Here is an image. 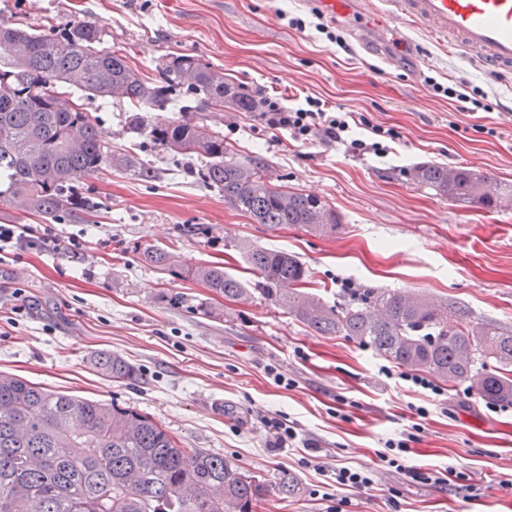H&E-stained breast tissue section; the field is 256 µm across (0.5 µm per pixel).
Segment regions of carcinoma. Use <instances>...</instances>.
<instances>
[{"label":"carcinoma","instance_id":"obj_1","mask_svg":"<svg viewBox=\"0 0 512 512\" xmlns=\"http://www.w3.org/2000/svg\"><path fill=\"white\" fill-rule=\"evenodd\" d=\"M103 30L90 23L23 29L0 20V201L22 200L49 224L61 217L87 221L97 208L79 184L104 167L148 182L157 171L138 149L113 151L95 118L71 88L87 98H121L125 123L156 150L195 159V181L217 189L229 207L271 230L292 224L314 234L336 231V211L319 198L284 190L269 177L270 160L242 155L192 116L145 123L142 112L167 108L177 93L196 97V112H257V95L224 81L198 55L171 53L149 76L101 47ZM413 184L451 201L493 209L512 195L484 173L443 164L403 171ZM257 277L254 291L320 336L358 340L379 355L424 371L448 385L467 382L489 402L512 401V330L467 307L423 293L361 288L330 305L308 291L311 274L298 256L236 243ZM145 260L171 268L170 254L149 247ZM186 277L229 300L251 289L221 266L197 265ZM97 373L132 382L137 368L119 354L95 351ZM268 492L263 479L201 448H183L138 411L79 399L0 373V512H255Z\"/></svg>","mask_w":512,"mask_h":512}]
</instances>
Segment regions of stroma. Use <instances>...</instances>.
<instances>
[{
    "label": "stroma",
    "mask_w": 512,
    "mask_h": 512,
    "mask_svg": "<svg viewBox=\"0 0 512 512\" xmlns=\"http://www.w3.org/2000/svg\"><path fill=\"white\" fill-rule=\"evenodd\" d=\"M302 18L305 30L289 26ZM34 29L93 22L104 48L154 73L170 53L196 54L227 82L281 97L326 101L339 112L391 130L387 157L349 155L343 147L303 145L271 130L254 112H210L209 125L241 154H262L274 184L313 194L336 210L335 234L314 236L287 224H255L225 205L217 189L195 183L180 158L156 152L154 181L106 168L81 188L99 220L55 225L80 240L73 255L46 244L0 253V371L39 386L148 415L185 448L224 456L261 477L268 489L257 512H326L315 490L326 469L375 467L383 442L419 425L411 466H452L481 477L480 502L440 492L378 469L370 494L350 493L351 512H512V410L489 411L484 400L460 401L447 388L443 406L418 419L428 399L401 379L379 374L383 357L342 336H318L259 295L229 302L179 276L189 265L222 264L245 281L250 271L233 245L249 242L297 253L325 301L341 294L338 279L360 288L407 289L448 299L512 329V212L468 207L417 187L401 170L425 163L477 169L512 185V75L494 74L414 23L409 36L423 58L419 71L391 40L370 30L349 39L345 23L317 20L305 0H0V19ZM324 31H317L316 22ZM466 82L488 94V112H460L435 84ZM106 145L135 141L125 107L88 99ZM154 246L172 254V268L146 263ZM24 299H16V289ZM122 355L141 371L131 383L103 379L95 351ZM295 382L278 387L266 366ZM297 423L322 448L321 468H303L296 450L269 448L263 416ZM298 491L281 497L283 476Z\"/></svg>",
    "instance_id": "stroma-1"
}]
</instances>
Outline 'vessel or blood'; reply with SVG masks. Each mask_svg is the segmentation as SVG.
<instances>
[{
    "mask_svg": "<svg viewBox=\"0 0 512 512\" xmlns=\"http://www.w3.org/2000/svg\"><path fill=\"white\" fill-rule=\"evenodd\" d=\"M315 3L323 14L346 20L351 28L368 23L382 26L409 60H417L418 55L405 30L419 19L435 38L475 52L490 71L512 73V0H385L383 11L375 0Z\"/></svg>",
    "mask_w": 512,
    "mask_h": 512,
    "instance_id": "vessel-or-blood-1",
    "label": "vessel or blood"
}]
</instances>
